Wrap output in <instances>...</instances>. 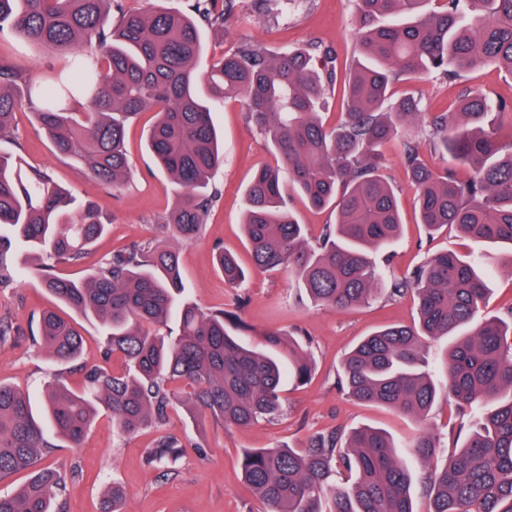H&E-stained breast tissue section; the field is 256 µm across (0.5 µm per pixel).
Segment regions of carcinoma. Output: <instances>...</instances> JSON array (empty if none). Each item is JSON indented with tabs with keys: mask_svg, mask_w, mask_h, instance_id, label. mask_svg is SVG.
<instances>
[{
	"mask_svg": "<svg viewBox=\"0 0 512 512\" xmlns=\"http://www.w3.org/2000/svg\"><path fill=\"white\" fill-rule=\"evenodd\" d=\"M234 2L195 0L189 12L145 14L127 9L126 0H0V34L17 33L65 59L40 80L0 59V140L13 138L12 116L25 106L59 155L117 189L129 175L126 126L152 112L146 147L179 188L163 219L165 240L117 251L95 275L74 281L53 269L81 262L107 229L101 213L47 174L24 169L19 143L0 151V288L16 274L9 252L24 247L42 261L48 292L98 321L108 351L126 362L121 374L84 370L79 391L57 375L46 385L41 416L28 394L0 383V478L30 472L13 494L0 495V512H60L65 477L33 466L57 439L79 447L102 407L123 434L164 421L182 401L202 417L244 428L280 412L284 376L311 379L304 340L270 331L254 343L234 313H204L182 298L178 246L200 235L220 197L212 175L224 155L211 113L231 97L243 100L248 120L282 160L257 172L245 190L254 265L288 270L300 299L333 309L383 293L415 296L418 321L361 339L343 361L341 387L419 423L409 448L428 466L421 479L427 512H512V307L502 317L482 315L491 258L442 251L391 281L369 260L402 228L397 193L382 174L383 149L415 122L427 132L403 142V167L419 223L430 233L450 226L487 246H512V139L505 144L499 134L512 105L470 92L453 112H430L413 96L392 101L395 84L431 72L455 76L496 64L512 74V0H355L359 55L351 62H340L329 46L271 52L243 44L212 62L201 86L204 29L222 31ZM339 83L340 117L329 124L328 93ZM82 100L90 111H76ZM426 149L448 155L452 165L436 173ZM287 186L311 207L336 211L315 246L287 208ZM216 263L229 285L245 278L232 253L218 251ZM172 319L173 339L143 329ZM453 335L439 386L429 349ZM38 343L71 366L83 340L74 324L46 311ZM448 398L472 421L460 446L443 457L429 420ZM397 448L376 428L345 439L330 431L302 450L248 448L242 475L264 512H415L414 475ZM181 453L166 437L148 463L173 462Z\"/></svg>",
	"mask_w": 512,
	"mask_h": 512,
	"instance_id": "carcinoma-1",
	"label": "carcinoma"
}]
</instances>
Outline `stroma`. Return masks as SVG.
I'll list each match as a JSON object with an SVG mask.
<instances>
[{
    "label": "stroma",
    "mask_w": 512,
    "mask_h": 512,
    "mask_svg": "<svg viewBox=\"0 0 512 512\" xmlns=\"http://www.w3.org/2000/svg\"><path fill=\"white\" fill-rule=\"evenodd\" d=\"M351 0H296L283 10L267 9L261 0H236L234 12L221 32H206L205 61H213L244 43L277 51L317 43L332 47L339 58L349 59L358 49L350 36L356 26ZM0 57L31 72L45 75L59 69L60 56L40 50L23 37H0ZM477 90L492 98L512 102V75L489 65L463 72L455 80L431 73L414 82L396 84L395 95L415 93L429 111L449 107L464 92ZM152 120L145 113L126 131L129 179L112 189L91 178L85 168L56 154L32 112L16 113L14 136L30 167L47 172L78 198L95 203L109 221L104 235L76 266L61 265L57 274L84 279L109 259L113 252L134 243L157 239L162 218L177 195L169 176L160 170L145 143ZM224 144V165L213 182L221 190L200 235L180 250V266L188 299L203 312L239 309L246 334L258 340L267 331L279 330L302 337L310 344L313 378L304 386L287 381L281 392L280 415L247 427H227L205 418L195 421L187 405L173 404L164 422L136 434H121L112 427L108 412H100L81 447L55 448L44 454L38 467H50L66 477L59 498L65 512H100L105 489L117 484L127 494L126 512H261L262 504L245 484L241 455L246 448H303L316 433L336 429L342 433L373 426L388 432L397 442L410 440L417 423L384 406L353 400L338 384L342 360L369 333L389 324H409L416 317L412 296L380 297L369 304L337 311L298 300L286 272H261L253 267L242 229L245 188L260 168L272 166L276 157L246 116L242 100L230 99L213 115ZM401 143L385 150L383 175L398 191L402 232L389 249L375 260L388 273L401 275L421 264L431 253L451 250L467 255L476 248L453 229L429 235L417 222L416 197L407 184L400 159ZM237 254L249 270L246 281L229 287L216 266L215 248ZM497 266L490 275V292L484 312L502 314L512 307V248L494 247ZM51 309L70 317L71 309L53 299L42 278L31 268L22 269L11 287L0 289V322L12 328L0 343V382L29 393L34 407H41L43 387L55 371L48 354L36 344L39 315ZM84 337L82 367L120 371V359L107 355L103 327L95 320L79 318ZM176 437L183 453L175 464L148 465L147 457L162 436Z\"/></svg>",
    "instance_id": "obj_1"
}]
</instances>
